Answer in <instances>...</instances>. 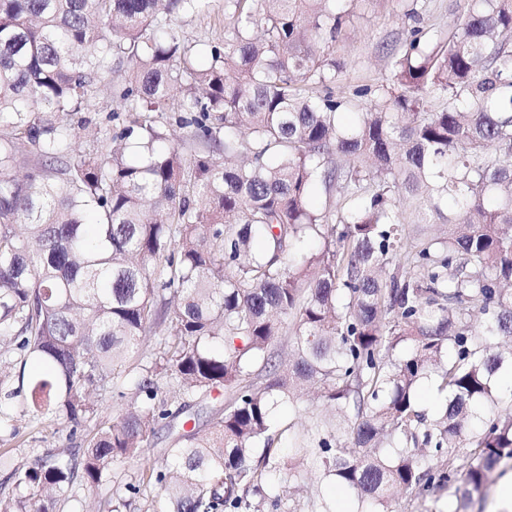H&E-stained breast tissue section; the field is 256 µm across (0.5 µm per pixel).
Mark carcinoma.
Masks as SVG:
<instances>
[{
	"mask_svg": "<svg viewBox=\"0 0 512 512\" xmlns=\"http://www.w3.org/2000/svg\"><path fill=\"white\" fill-rule=\"evenodd\" d=\"M209 6L0 0V395L81 439L0 456V512H246L269 472L290 489L307 464L358 512L436 488L469 512L512 463V0L413 27L390 79L350 94L336 0H224L199 65L172 18ZM110 75L122 127L80 153ZM174 124L203 150L170 144ZM106 389L135 397L110 421ZM220 391L212 430L180 425L162 465L115 483L156 425ZM310 392L342 423L277 420ZM418 400L420 409L431 418L443 402L444 396L437 391L431 380H426L419 389Z\"/></svg>",
	"mask_w": 512,
	"mask_h": 512,
	"instance_id": "obj_1",
	"label": "carcinoma"
}]
</instances>
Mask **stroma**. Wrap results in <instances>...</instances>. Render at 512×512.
Masks as SVG:
<instances>
[{"instance_id": "obj_1", "label": "stroma", "mask_w": 512, "mask_h": 512, "mask_svg": "<svg viewBox=\"0 0 512 512\" xmlns=\"http://www.w3.org/2000/svg\"><path fill=\"white\" fill-rule=\"evenodd\" d=\"M469 6L470 0H353L350 23L336 45V54L344 62L337 91L349 92L388 79L386 52L402 48L415 22L408 17L410 10H418L417 22L424 30L434 32L447 29L467 13ZM173 24L187 43L223 41L224 0H212L208 13L181 16ZM0 408L18 417L17 406L7 403ZM17 425V438L0 437V455L29 462L45 449L67 443L69 431L64 427L49 425L33 430L19 417Z\"/></svg>"}]
</instances>
